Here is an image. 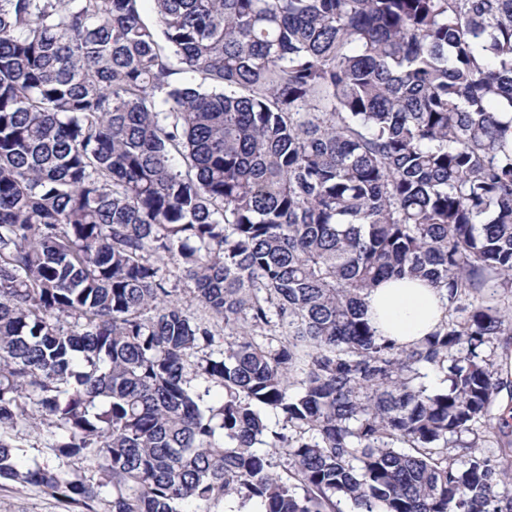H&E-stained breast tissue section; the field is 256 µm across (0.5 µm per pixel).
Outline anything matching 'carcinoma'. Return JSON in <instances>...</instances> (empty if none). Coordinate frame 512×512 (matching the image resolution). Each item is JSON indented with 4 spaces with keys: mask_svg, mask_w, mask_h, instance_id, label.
Masks as SVG:
<instances>
[{
    "mask_svg": "<svg viewBox=\"0 0 512 512\" xmlns=\"http://www.w3.org/2000/svg\"><path fill=\"white\" fill-rule=\"evenodd\" d=\"M501 112L512 0H0V481L66 512H512V441L477 429L512 426ZM392 278L448 299L411 346L366 319ZM42 426L57 463H21Z\"/></svg>",
    "mask_w": 512,
    "mask_h": 512,
    "instance_id": "carcinoma-1",
    "label": "carcinoma"
}]
</instances>
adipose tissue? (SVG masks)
Returning a JSON list of instances; mask_svg holds the SVG:
<instances>
[{
  "mask_svg": "<svg viewBox=\"0 0 512 512\" xmlns=\"http://www.w3.org/2000/svg\"><path fill=\"white\" fill-rule=\"evenodd\" d=\"M364 301L376 333L400 345L418 342L433 332L448 306L437 289L409 279L383 283L368 292Z\"/></svg>",
  "mask_w": 512,
  "mask_h": 512,
  "instance_id": "1",
  "label": "adipose tissue"
}]
</instances>
